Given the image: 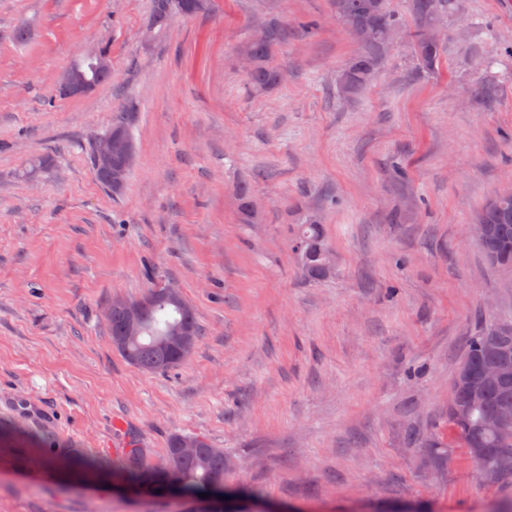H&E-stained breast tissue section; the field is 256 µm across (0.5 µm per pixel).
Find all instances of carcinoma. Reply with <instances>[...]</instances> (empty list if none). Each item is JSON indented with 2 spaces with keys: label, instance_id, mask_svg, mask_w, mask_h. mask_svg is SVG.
Wrapping results in <instances>:
<instances>
[{
  "label": "carcinoma",
  "instance_id": "1",
  "mask_svg": "<svg viewBox=\"0 0 512 512\" xmlns=\"http://www.w3.org/2000/svg\"><path fill=\"white\" fill-rule=\"evenodd\" d=\"M204 9L202 0H153L149 29H166L176 15L193 16ZM336 19L340 21L357 41L359 53L348 63L339 75L338 82L346 96H354L365 89L377 70L390 43L383 36L386 28H406L405 20L394 14L387 0H333ZM410 17L413 27L409 29L418 65L426 70L435 68L439 61L442 45L428 41V30L444 24L448 16L460 10V0H410ZM262 38L252 39L245 56L251 60L252 69L247 73L250 85L256 90H264L280 83V68L272 64L274 45L288 34V27L271 23L261 30ZM111 68L84 56L76 59L66 71L77 75L93 86L108 80ZM118 133L124 142L135 145L132 132V114L125 111L116 116L106 134ZM478 224L497 225L496 233L480 241L487 261L495 267L512 268V191L496 195L487 201L475 214ZM311 244L325 246L322 227L310 223L300 225L295 239L294 250H302ZM187 324L194 340L202 336L195 309L185 299L173 300L156 295L150 298L144 313V324L140 336L127 344L126 351L119 355L127 363L152 374H166L182 363L176 353L161 344L160 338L178 324ZM489 323H483L470 337L463 359L477 366L496 346L497 337L487 335ZM110 338L126 335V315L121 309L112 310V318L107 323ZM512 408V377L502 384L486 389L484 398L472 407L466 422H458L448 415L450 431L463 448H512V441L502 439L486 430L484 424L503 407ZM205 452L181 464L179 480L186 496L197 498L201 493H209L212 480L232 466V459L224 454V449L212 448L206 438L196 436ZM147 449L129 448L126 450L118 474L141 496L153 498L166 492L162 476L154 472V464L145 460Z\"/></svg>",
  "mask_w": 512,
  "mask_h": 512
}]
</instances>
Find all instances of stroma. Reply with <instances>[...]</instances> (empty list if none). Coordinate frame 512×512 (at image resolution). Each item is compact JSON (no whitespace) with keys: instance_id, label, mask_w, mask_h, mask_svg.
I'll list each match as a JSON object with an SVG mask.
<instances>
[{"instance_id":"1","label":"stroma","mask_w":512,"mask_h":512,"mask_svg":"<svg viewBox=\"0 0 512 512\" xmlns=\"http://www.w3.org/2000/svg\"><path fill=\"white\" fill-rule=\"evenodd\" d=\"M151 10L0 0V512H184L115 488L116 419L154 462L174 433L224 449V488L250 512H512V477L485 482L465 449L443 447L468 338L512 316V269L468 232L512 189V0H463L435 70L401 38L355 97L337 91L358 45L330 0H206L149 40ZM274 21L288 28L272 56L285 78L257 94L242 51ZM90 45L110 80L60 95ZM130 103L137 161L115 198L89 143ZM37 156L50 167L20 178ZM399 208L406 221L390 223ZM310 219L330 252L320 280L293 249ZM155 277L203 330L165 375L125 362L102 318ZM21 395L52 425L9 415ZM35 435L79 449L91 476L43 465Z\"/></svg>"}]
</instances>
